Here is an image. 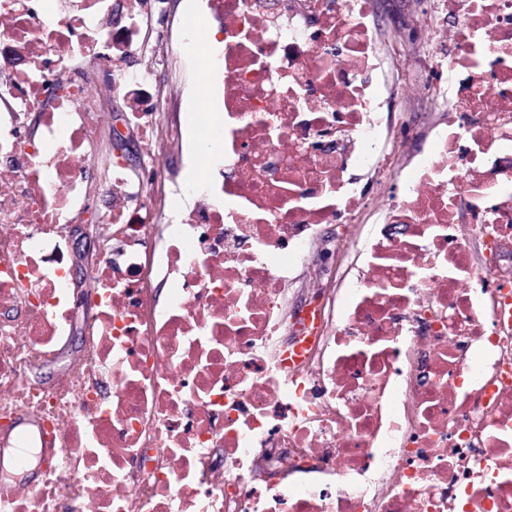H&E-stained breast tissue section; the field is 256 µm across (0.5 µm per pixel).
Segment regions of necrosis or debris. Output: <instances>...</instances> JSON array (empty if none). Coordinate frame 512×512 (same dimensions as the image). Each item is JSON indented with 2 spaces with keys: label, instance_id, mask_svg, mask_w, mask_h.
I'll use <instances>...</instances> for the list:
<instances>
[{
  "label": "necrosis or debris",
  "instance_id": "1",
  "mask_svg": "<svg viewBox=\"0 0 512 512\" xmlns=\"http://www.w3.org/2000/svg\"><path fill=\"white\" fill-rule=\"evenodd\" d=\"M373 7L204 0L220 140L187 179L157 164L183 140L140 40L159 0H0V512H512V0H422L411 54L378 51ZM89 63L131 94L138 169L93 174ZM394 71L440 117L385 190L415 137ZM97 199V314L45 388ZM366 214L328 245L337 287L289 306L326 225ZM86 219L87 214L79 219L72 228V238L75 243V265L71 271L75 279L83 276L93 256V238L89 233L91 225L85 224Z\"/></svg>",
  "mask_w": 512,
  "mask_h": 512
}]
</instances>
